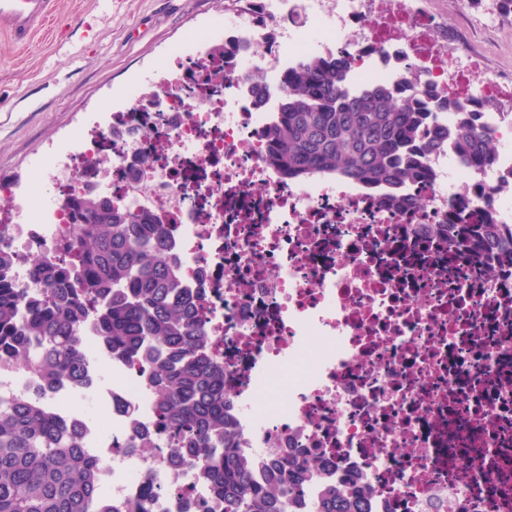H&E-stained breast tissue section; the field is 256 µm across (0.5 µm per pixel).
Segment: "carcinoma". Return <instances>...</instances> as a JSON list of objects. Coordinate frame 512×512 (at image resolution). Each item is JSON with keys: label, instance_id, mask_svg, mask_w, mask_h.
I'll return each mask as SVG.
<instances>
[{"label": "carcinoma", "instance_id": "obj_1", "mask_svg": "<svg viewBox=\"0 0 512 512\" xmlns=\"http://www.w3.org/2000/svg\"><path fill=\"white\" fill-rule=\"evenodd\" d=\"M348 59L303 65L284 77L280 111L269 129L270 163L295 178L335 174L371 185L419 179V155L457 142L469 167L494 160L493 136L479 127L476 104H444L456 128L431 127L432 90L346 86ZM75 224L46 257L29 259L38 291L4 276L16 260L0 245V371L38 384L82 375L81 330L89 317L109 354L146 368L156 393L158 426L176 462L199 469L224 498V512H284L321 458L293 453L254 475L238 451L224 397V368L207 352L201 312L182 298L180 266L166 231L131 210L93 200L71 203ZM464 248L512 251L496 224H450ZM99 464L64 425L27 397L0 399V512H96ZM325 496L319 512H351Z\"/></svg>", "mask_w": 512, "mask_h": 512}]
</instances>
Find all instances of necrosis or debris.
<instances>
[{
  "instance_id": "obj_1",
  "label": "necrosis or debris",
  "mask_w": 512,
  "mask_h": 512,
  "mask_svg": "<svg viewBox=\"0 0 512 512\" xmlns=\"http://www.w3.org/2000/svg\"><path fill=\"white\" fill-rule=\"evenodd\" d=\"M192 43L126 106L92 114L93 139L34 169L48 195L10 192L0 224L17 281L68 234L67 199L111 194L164 225L243 456L258 467L291 448L325 452L288 512H316L331 488L359 492L364 512H512V256L448 242L462 220L512 233V73L426 0H244ZM340 55L350 89L433 88L439 125L456 122L444 102H476L494 163L468 168L449 144L395 193L285 176L266 134L283 77ZM83 336L84 385L0 375V398L80 428L99 461L98 512H224L196 471L173 466L143 367L110 356L93 327Z\"/></svg>"
}]
</instances>
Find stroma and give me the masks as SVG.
I'll return each mask as SVG.
<instances>
[{"label": "stroma", "mask_w": 512, "mask_h": 512, "mask_svg": "<svg viewBox=\"0 0 512 512\" xmlns=\"http://www.w3.org/2000/svg\"><path fill=\"white\" fill-rule=\"evenodd\" d=\"M225 0H60L20 45L0 34V184L25 187L91 113L120 104L171 51L224 14Z\"/></svg>", "instance_id": "1"}]
</instances>
